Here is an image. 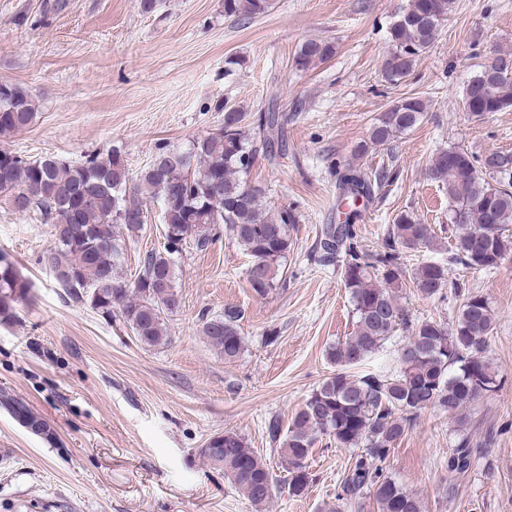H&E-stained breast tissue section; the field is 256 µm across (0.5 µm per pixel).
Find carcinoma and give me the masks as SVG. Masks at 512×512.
I'll return each mask as SVG.
<instances>
[{
  "instance_id": "carcinoma-1",
  "label": "carcinoma",
  "mask_w": 512,
  "mask_h": 512,
  "mask_svg": "<svg viewBox=\"0 0 512 512\" xmlns=\"http://www.w3.org/2000/svg\"><path fill=\"white\" fill-rule=\"evenodd\" d=\"M451 0H409L408 8L389 30L391 51L383 75L393 84L405 79L435 41L433 27L448 17ZM269 0H224V17L238 21L264 14ZM333 47L311 40L295 57L299 69L327 59ZM501 73L482 69L468 82L464 107L483 117L512 110V54L499 56ZM224 110V127L197 139L186 149L160 146L152 163L137 178L129 177L119 151L87 154L79 162L46 155L25 159L0 149V195L9 203L23 200L16 211L37 212L50 225L54 246L40 263L49 270L69 298L88 304L106 318L119 313L138 340L149 347L168 342L165 316L177 306L173 255L194 240L204 248L222 235L235 241L251 257L246 276L254 292L264 297L277 288L278 273L291 248L288 225L296 223L293 211L277 214L264 205V190L249 181L252 166L247 153H264L274 160L282 151L281 118L270 110L256 125L246 123V113ZM425 110L418 98L395 102L375 123L369 138L356 147L360 155L385 145L413 128ZM34 98L20 87L0 85V137L27 128L34 120ZM430 171L442 182L451 206L450 220L457 226L453 259L475 271L498 266L512 253V153L487 152L478 157L459 146L436 152ZM371 182L350 166L339 180V204L369 198ZM158 197L163 204L167 244L164 251L144 257L133 284L119 273L122 239L119 231L136 234L141 224L122 223L121 213L141 212L144 202ZM426 224L403 212L388 228L382 249H363L351 223L330 228L323 247L328 258H342V279L348 290L353 332L329 348L327 358L339 366L312 390L291 418L278 453L288 473V492L301 494L309 482L308 459L318 437L326 436L339 448H359L340 483L338 500L347 505L373 495L379 512H423L419 498L384 474L391 447L404 434L418 411L436 408L468 423L469 408L497 394L502 380L486 358L494 330V313L488 298L461 293L462 303L454 324L434 319L409 323L400 301L403 288L412 286L433 298L445 286L448 268L437 261L419 264L406 277L403 254L433 246ZM30 284L14 263L0 254V323L10 322L15 304L28 298ZM241 312L231 307L204 318L202 335L224 355L236 358L243 347ZM410 331L397 350L395 374H353L360 365L393 337L398 327ZM0 406L29 432L52 439L45 421L28 404L6 390ZM200 456L240 490L256 507L273 494L269 468L246 446L244 437L226 430L211 435ZM474 448L462 434L448 453L446 469L463 474L474 465Z\"/></svg>"
}]
</instances>
